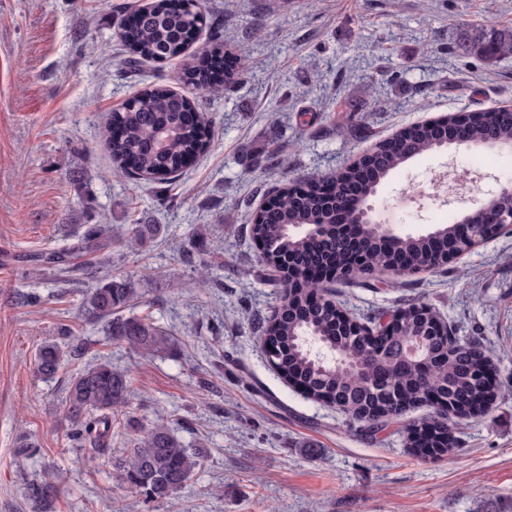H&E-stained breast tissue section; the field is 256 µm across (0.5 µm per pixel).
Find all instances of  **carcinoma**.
Segmentation results:
<instances>
[{
    "instance_id": "obj_1",
    "label": "carcinoma",
    "mask_w": 512,
    "mask_h": 512,
    "mask_svg": "<svg viewBox=\"0 0 512 512\" xmlns=\"http://www.w3.org/2000/svg\"><path fill=\"white\" fill-rule=\"evenodd\" d=\"M205 25L195 0H152L135 11L117 37L130 65L172 61L185 55ZM460 45L490 65L512 55V31H499L488 40L464 34ZM222 55L224 45L217 37L186 65L183 81L212 97L223 95L224 86L234 83L238 73L226 75L222 85L216 83L211 64ZM458 134L512 149V110L456 112L405 127L331 179L283 184L275 190L276 204L256 211L250 224L255 243L273 240L278 245L265 264L282 271L275 278L282 304L259 328L262 344L275 352L277 375L309 398L336 405L377 429L400 421L411 408H432L428 419L405 427L408 448L421 455L451 452L457 443L454 418L484 408L502 394L494 363L473 344L448 345V326L423 303L399 310V328L373 334L368 327H376L379 317L358 324L340 307L323 301V293L328 281L353 268L358 255L362 262L355 277L367 279L400 261L416 273L438 272L465 251L466 240L456 223L394 242L355 222V216L366 210L369 193L392 171ZM103 135L118 172L168 185L209 149L211 126L186 95L153 83L112 113ZM160 229L159 224H132L114 236L112 225L101 216L74 242L38 256L42 265L63 277L74 271L89 275L94 286L86 310L102 324L104 335L145 354L172 349V334L147 317L123 315L138 300L129 280L100 276L97 264H79L76 259L104 256L114 245L135 254ZM403 326L422 334L426 348L420 357L401 358ZM309 336L319 340L322 355L308 352ZM86 352V342L78 337L64 348L46 343L37 354L36 369L50 378L62 358L80 360ZM129 395L127 372L112 362L81 369L70 378L66 391L69 440L80 447H110L119 434L120 418L130 417ZM203 459L200 449L184 446L167 424L157 422L133 447L114 457V467L129 488L146 501L159 503L185 488ZM25 495L39 505L52 498L53 486L31 480Z\"/></svg>"
}]
</instances>
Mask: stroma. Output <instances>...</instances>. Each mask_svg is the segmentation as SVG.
<instances>
[{"instance_id": "1", "label": "stroma", "mask_w": 512, "mask_h": 512, "mask_svg": "<svg viewBox=\"0 0 512 512\" xmlns=\"http://www.w3.org/2000/svg\"><path fill=\"white\" fill-rule=\"evenodd\" d=\"M150 0H0V512H34L24 487L54 482L46 512H512V228L447 270L385 272L335 288L356 315L429 304L493 358L503 396L460 420L446 456L408 452L409 410L376 430L289 388L256 326L280 303L249 234L283 178L318 179L402 127L451 112L512 107V56L466 54L461 33L512 29V0H198L247 69L214 99L185 84V59L131 67L116 32ZM161 82L206 112L209 151L168 187L112 173L102 135L111 112ZM283 147L287 169L270 151ZM479 168L481 191L512 183V152L448 148L394 172L371 197L376 223L419 234L465 206H407L408 186ZM159 224L138 255L113 248L106 273L131 279L135 312L171 330L173 351L144 356L111 341L85 309L86 285L59 287L31 255L63 245L65 224ZM209 228L193 247L195 225ZM207 265L210 286L198 280ZM40 301L22 305L19 295ZM78 336L86 362L128 368L138 425L110 448L67 439L62 361L41 376L35 353ZM207 453L190 485L145 504L113 466L156 420Z\"/></svg>"}]
</instances>
